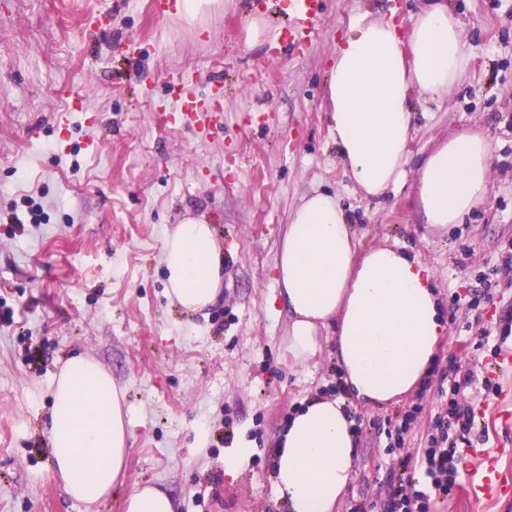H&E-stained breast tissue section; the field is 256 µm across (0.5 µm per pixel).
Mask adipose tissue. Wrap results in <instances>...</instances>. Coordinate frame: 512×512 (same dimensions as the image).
I'll return each mask as SVG.
<instances>
[{"label":"adipose tissue","mask_w":512,"mask_h":512,"mask_svg":"<svg viewBox=\"0 0 512 512\" xmlns=\"http://www.w3.org/2000/svg\"><path fill=\"white\" fill-rule=\"evenodd\" d=\"M470 64L447 0H422L409 31L391 18L357 19L336 44L326 84L329 128L353 185L383 197L406 176L418 106L447 99ZM492 145L475 128L456 132L419 165L413 188L423 223L462 224L482 202ZM167 293L187 312L212 305L224 259L210 224L188 218L163 242ZM291 317L289 343L314 354L315 331L335 328L345 396L316 398L288 421L276 445L274 484L288 512H336L353 477L348 402L383 406L422 382L445 337L429 270L384 244L359 249L336 198L315 193L293 211L276 266ZM48 435L52 469L71 499L104 501L129 450L124 395L96 361L72 357L54 383Z\"/></svg>","instance_id":"adipose-tissue-1"}]
</instances>
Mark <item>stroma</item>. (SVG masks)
<instances>
[{
	"instance_id": "1",
	"label": "stroma",
	"mask_w": 512,
	"mask_h": 512,
	"mask_svg": "<svg viewBox=\"0 0 512 512\" xmlns=\"http://www.w3.org/2000/svg\"><path fill=\"white\" fill-rule=\"evenodd\" d=\"M470 66L442 103L416 115L404 184L377 201L354 188L330 135L324 83L350 21L393 10L410 29L419 0H325L300 54L277 47L287 13L266 14L265 42L246 26L261 0H224L189 24L151 0H0V512H124L136 483L170 493L178 512H287L272 473L276 440L307 401L336 397L334 332L308 357L289 348L276 263L289 217L315 192L336 197L360 248L391 244L432 271L448 328L424 396L355 407L353 479L336 512L380 502L407 414L409 448L426 447L449 375L474 415L471 447L512 468V0H449ZM218 98L207 131L164 125L175 91ZM83 95L73 110L69 89ZM492 145L488 193L465 223L424 224L413 175L465 128ZM40 223H32V203ZM188 218L211 224L224 254L216 302L172 303L162 247ZM98 361L125 395L130 443L111 495L68 498L46 433L65 361ZM500 393L487 398L481 379ZM251 449L236 476L224 457Z\"/></svg>"
}]
</instances>
